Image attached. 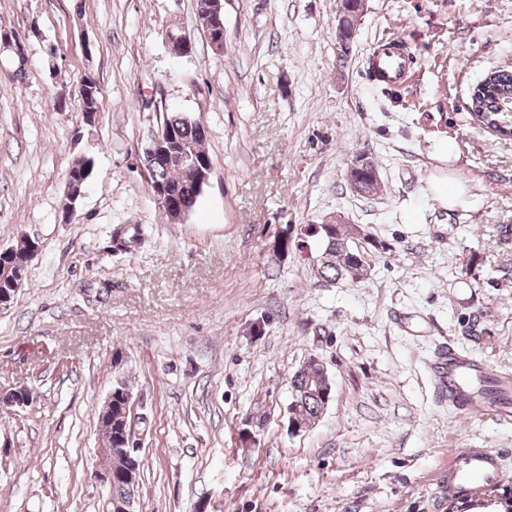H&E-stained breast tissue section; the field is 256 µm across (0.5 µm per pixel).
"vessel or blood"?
<instances>
[{"label": "vessel or blood", "instance_id": "vessel-or-blood-1", "mask_svg": "<svg viewBox=\"0 0 512 512\" xmlns=\"http://www.w3.org/2000/svg\"><path fill=\"white\" fill-rule=\"evenodd\" d=\"M416 59L406 45L397 38L375 47L367 69L370 79L379 83L404 87ZM440 396L462 414L478 409L473 397L475 386L489 382L500 392L501 402L495 403L493 412L498 420L512 419V373L497 371L461 351L447 348L440 351L430 366ZM504 469L498 451L490 448H457L448 461V469L441 481L443 493L455 496L475 492L485 483L502 479Z\"/></svg>", "mask_w": 512, "mask_h": 512}]
</instances>
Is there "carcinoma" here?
Returning a JSON list of instances; mask_svg holds the SVG:
<instances>
[{"label": "carcinoma", "instance_id": "cac0c4a2", "mask_svg": "<svg viewBox=\"0 0 512 512\" xmlns=\"http://www.w3.org/2000/svg\"><path fill=\"white\" fill-rule=\"evenodd\" d=\"M476 88L477 94L468 103L472 116L501 138L512 140V112L499 110V101L512 100V73L492 70ZM81 100L83 114L91 115L90 121H95L101 107V90L97 79L93 78L83 84ZM155 108L163 113L162 123L173 130L178 140L192 144L201 158L210 160L205 149L208 132L200 121L181 112H170L161 104L155 105ZM144 167L152 182L172 187L174 204L177 207L189 211L193 209L201 192L193 177L174 163L158 160L151 165L146 163ZM358 177L363 194L370 195L381 190L371 158H366ZM355 229L354 224H334L330 234L320 239V249L313 260V270L320 281L334 283L339 280L352 284L364 281L371 267L370 254L353 245L351 238ZM291 390L288 423L308 429L319 420L329 401L323 395V389L317 387L302 368L292 375ZM100 432L102 441H112V470L117 475L127 465L123 455L124 442L121 441L123 433L115 427L110 430L104 427ZM137 489V485H128L117 477L112 483V498H133Z\"/></svg>", "mask_w": 512, "mask_h": 512}]
</instances>
